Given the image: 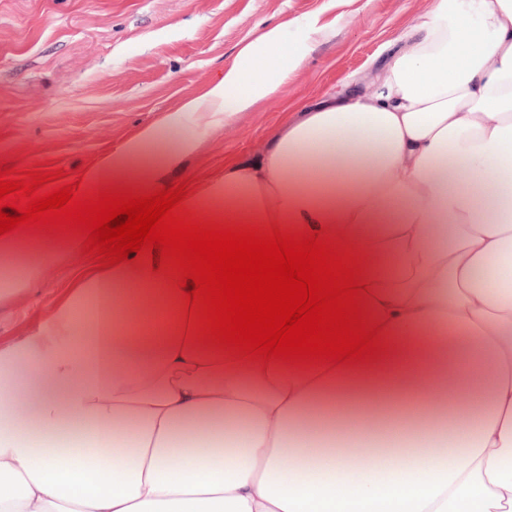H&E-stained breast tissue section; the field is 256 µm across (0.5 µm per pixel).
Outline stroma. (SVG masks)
<instances>
[{
	"instance_id": "1",
	"label": "stroma",
	"mask_w": 512,
	"mask_h": 512,
	"mask_svg": "<svg viewBox=\"0 0 512 512\" xmlns=\"http://www.w3.org/2000/svg\"><path fill=\"white\" fill-rule=\"evenodd\" d=\"M431 0H0V162L78 180L139 129L161 126L182 99L224 74L266 27L291 20L289 40L314 23L335 36L310 46L280 96L197 137L173 183L204 185L225 162L256 154L296 105L314 106L349 76L381 68ZM74 250L28 281L0 285V342L44 325L94 269Z\"/></svg>"
}]
</instances>
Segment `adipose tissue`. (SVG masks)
I'll list each match as a JSON object with an SVG mask.
<instances>
[{
    "label": "adipose tissue",
    "instance_id": "adipose-tissue-1",
    "mask_svg": "<svg viewBox=\"0 0 512 512\" xmlns=\"http://www.w3.org/2000/svg\"><path fill=\"white\" fill-rule=\"evenodd\" d=\"M246 46L83 175L169 187L197 142L277 96L312 26ZM362 92L295 107L184 207L320 231L365 258L389 345L357 365L238 360L197 343L178 282L140 255L93 271L50 326L0 343V512H512V0H433ZM22 254L73 250L41 234Z\"/></svg>",
    "mask_w": 512,
    "mask_h": 512
}]
</instances>
